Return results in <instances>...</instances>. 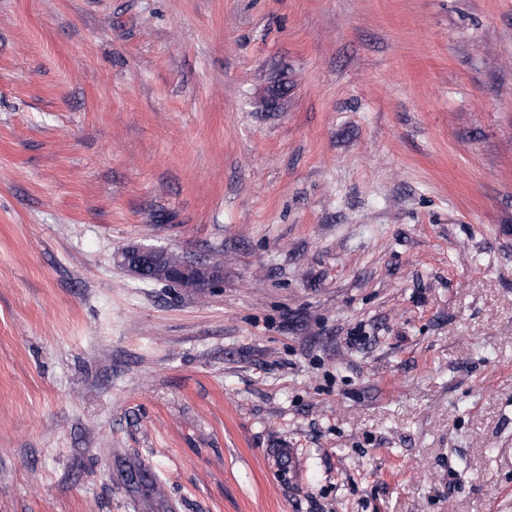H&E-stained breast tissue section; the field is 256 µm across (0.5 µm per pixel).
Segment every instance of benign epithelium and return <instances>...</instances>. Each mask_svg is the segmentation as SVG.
<instances>
[{
    "label": "benign epithelium",
    "instance_id": "benign-epithelium-1",
    "mask_svg": "<svg viewBox=\"0 0 512 512\" xmlns=\"http://www.w3.org/2000/svg\"><path fill=\"white\" fill-rule=\"evenodd\" d=\"M119 263L129 272L144 279L149 268L160 265L165 268L167 283L179 288L205 291L215 288L224 279V266L214 267L197 258H188L165 248L151 245H132L123 249Z\"/></svg>",
    "mask_w": 512,
    "mask_h": 512
}]
</instances>
